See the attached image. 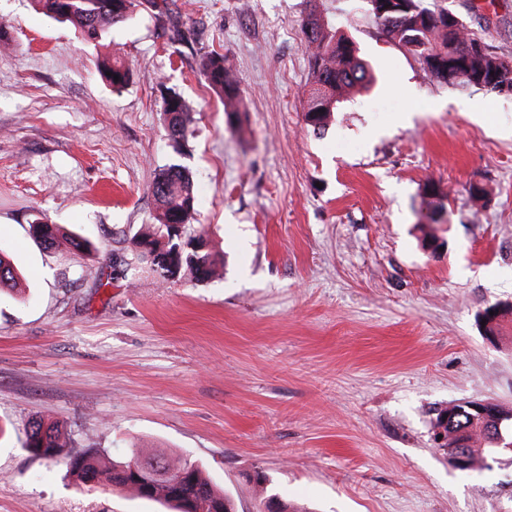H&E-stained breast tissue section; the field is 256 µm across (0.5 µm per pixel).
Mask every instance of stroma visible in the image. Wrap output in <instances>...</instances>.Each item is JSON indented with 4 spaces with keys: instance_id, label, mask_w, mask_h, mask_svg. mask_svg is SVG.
Here are the masks:
<instances>
[{
    "instance_id": "35a3bbf8",
    "label": "stroma",
    "mask_w": 512,
    "mask_h": 512,
    "mask_svg": "<svg viewBox=\"0 0 512 512\" xmlns=\"http://www.w3.org/2000/svg\"><path fill=\"white\" fill-rule=\"evenodd\" d=\"M444 4L512 57V0ZM317 6L376 77L321 135L304 120V0H173L193 30L179 53L151 0L88 42L0 0V253L17 273L0 292V512H166L35 457L34 419L78 450L198 463L238 512L269 493L309 512H512V458L461 471L432 441L448 404L512 409V313L492 340L477 319L512 303V94L438 83L363 0ZM211 51L238 77V124L199 73ZM113 56L133 72L119 91L97 71ZM168 89L193 113L180 146ZM174 164L222 277L114 278ZM431 181L446 210L422 230ZM39 223L95 249L44 248Z\"/></svg>"
}]
</instances>
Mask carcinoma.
<instances>
[{
  "mask_svg": "<svg viewBox=\"0 0 512 512\" xmlns=\"http://www.w3.org/2000/svg\"><path fill=\"white\" fill-rule=\"evenodd\" d=\"M135 0H34L38 9L48 18L70 24L76 34L85 40H94L109 28L125 22ZM308 11L302 22L306 50L309 57V83L304 118L317 134L325 132L333 112L345 96L353 91L367 90L373 83L368 65L360 58L358 48L346 34L331 29L317 10L315 0H306ZM398 9L384 16L373 15L386 36L417 60L431 77L441 84H449L448 77L461 76L457 84L472 87L476 82L484 90L494 93L512 92V58L501 56L470 32L465 24L448 23V8L432 7L426 0H398ZM199 71L208 85L222 96L224 112L233 118L239 107V82L226 56L212 51L200 56ZM105 79L115 90L124 88L130 80V69L114 58L103 66ZM162 112L168 135L181 145L188 135L189 107L185 99L174 91L162 96ZM149 191L157 203L156 223L144 225L138 244L150 246L153 255L149 270L162 280L190 274L198 281L219 277L223 266L211 252H198L195 245L207 246L203 235L190 236L180 241L171 234V225L188 224L197 212L198 198L193 180L185 168L173 165L163 171L150 185ZM428 198L427 218L436 223V215L445 209L447 194L439 185L425 186ZM33 229L46 248L59 241V229L53 224H35ZM14 268L0 255V288L15 287ZM451 415L445 430L448 440L440 448L453 456L459 443H465L471 468L483 466L492 447V427L489 419L480 417L462 405L437 414L435 426L442 425V416ZM70 438L57 423L32 421L27 429L25 447L36 457L54 461L67 458L70 469L85 484L97 483L105 477L109 482L133 490L139 497L159 502L173 512H193L194 505L202 504L207 512H237L234 500L218 490L205 471L197 464L164 454L146 455L132 448V458L140 463L141 477L127 475L125 460H114L104 451L88 448L81 452L68 451ZM167 472L185 473L182 497L171 496L170 487L163 479Z\"/></svg>",
  "mask_w": 512,
  "mask_h": 512,
  "instance_id": "carcinoma-1",
  "label": "carcinoma"
}]
</instances>
